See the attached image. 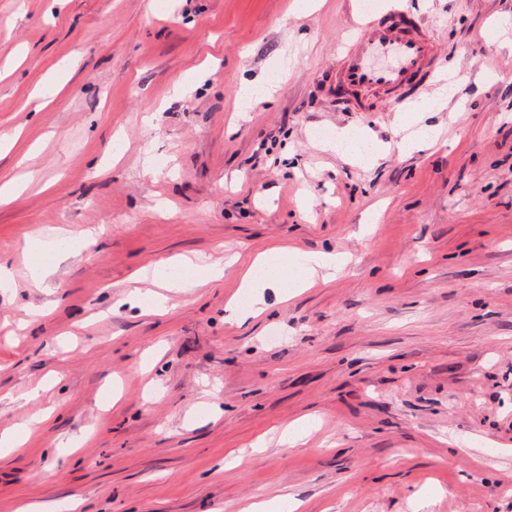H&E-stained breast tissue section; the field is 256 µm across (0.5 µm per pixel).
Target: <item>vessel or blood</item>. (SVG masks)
<instances>
[{
    "instance_id": "1",
    "label": "vessel or blood",
    "mask_w": 512,
    "mask_h": 512,
    "mask_svg": "<svg viewBox=\"0 0 512 512\" xmlns=\"http://www.w3.org/2000/svg\"><path fill=\"white\" fill-rule=\"evenodd\" d=\"M437 48L406 15L391 14L382 24L367 23L340 51L337 76L351 93L380 91L403 105L405 88L431 67Z\"/></svg>"
}]
</instances>
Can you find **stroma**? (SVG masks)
<instances>
[{"label": "stroma", "instance_id": "35a3bbf8", "mask_svg": "<svg viewBox=\"0 0 512 512\" xmlns=\"http://www.w3.org/2000/svg\"><path fill=\"white\" fill-rule=\"evenodd\" d=\"M400 7L439 49L403 109L336 92L354 0H0V430L31 390L54 409L0 457V512H512V0L361 9ZM411 118L438 143L403 150ZM83 228L30 287V236ZM278 243L344 265L236 318ZM184 258L204 284L168 314L123 304ZM329 147L335 149L337 152L353 155L363 160H367L370 163L376 162V160L382 155V149L379 145H376L369 153H363L360 151L351 150L347 147L354 146L355 143L349 138V134L346 132L336 133V142H329ZM339 145H346L343 149L339 148Z\"/></svg>", "mask_w": 512, "mask_h": 512}]
</instances>
